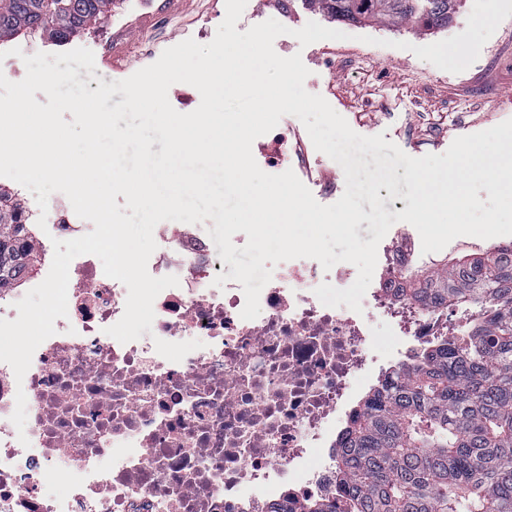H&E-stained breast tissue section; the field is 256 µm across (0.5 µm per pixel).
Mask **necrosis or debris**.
<instances>
[{
    "mask_svg": "<svg viewBox=\"0 0 512 512\" xmlns=\"http://www.w3.org/2000/svg\"><path fill=\"white\" fill-rule=\"evenodd\" d=\"M254 150L273 169L294 154L312 181L334 185L333 169L311 168L291 125ZM413 265L409 248L386 245L357 313L314 294L324 282L352 285V264L294 259L274 268L260 315L245 320L241 284L212 287L203 237L168 224L148 271L179 284L156 297L152 336L123 344L106 329L124 313L126 287L98 257H76L68 313L23 380L0 362V512H288L341 500L339 444L365 393L430 345L463 336L476 315L472 305L403 297L397 272ZM381 321L393 336L383 356L371 347ZM158 338L205 345L174 363ZM20 390L21 432L11 421Z\"/></svg>",
    "mask_w": 512,
    "mask_h": 512,
    "instance_id": "necrosis-or-debris-1",
    "label": "necrosis or debris"
}]
</instances>
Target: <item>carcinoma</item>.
<instances>
[{
	"mask_svg": "<svg viewBox=\"0 0 512 512\" xmlns=\"http://www.w3.org/2000/svg\"><path fill=\"white\" fill-rule=\"evenodd\" d=\"M337 19L422 32L448 25L455 0H309ZM112 0H0V41L38 26L66 40L100 22ZM0 207V289L33 260V237ZM426 306L480 304L469 336L442 340L389 372L340 443L343 505L300 512H512V244L403 277Z\"/></svg>",
	"mask_w": 512,
	"mask_h": 512,
	"instance_id": "1",
	"label": "carcinoma"
}]
</instances>
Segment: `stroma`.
Returning <instances> with one entry per match:
<instances>
[{
  "label": "stroma",
  "instance_id": "obj_1",
  "mask_svg": "<svg viewBox=\"0 0 512 512\" xmlns=\"http://www.w3.org/2000/svg\"><path fill=\"white\" fill-rule=\"evenodd\" d=\"M472 7L473 0H459L448 26L417 33L408 26L339 21L311 9L305 0H247L236 29L242 33L270 18L288 27V34L275 39L274 49L283 57L301 54L310 71L306 90L323 96L356 133L382 134L415 157L422 151L443 153L457 137L512 119V17L500 23L463 72L438 69L411 51L464 31ZM225 14V0H193L185 14L142 32L136 56L119 70L112 67L111 18L70 37L66 47L93 51L95 71L79 69L78 78L94 91L100 83L131 76L186 39L210 43ZM310 21L344 32V40L300 45L291 32ZM338 46L352 50V57L338 58ZM421 139L427 142L422 151L415 146Z\"/></svg>",
  "mask_w": 512,
  "mask_h": 512
}]
</instances>
